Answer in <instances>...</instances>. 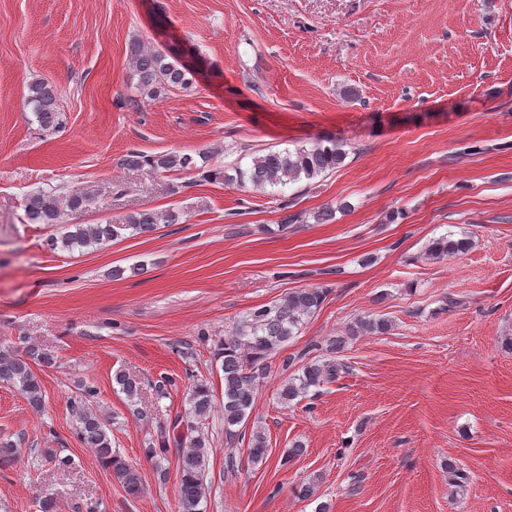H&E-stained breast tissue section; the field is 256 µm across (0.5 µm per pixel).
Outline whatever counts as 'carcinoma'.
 Listing matches in <instances>:
<instances>
[{"instance_id":"cac0c4a2","label":"carcinoma","mask_w":512,"mask_h":512,"mask_svg":"<svg viewBox=\"0 0 512 512\" xmlns=\"http://www.w3.org/2000/svg\"><path fill=\"white\" fill-rule=\"evenodd\" d=\"M130 57L134 73L138 77L137 90L154 99L171 89H186L193 84L195 69L186 60V53L179 49L161 51L140 41L130 45ZM28 103L33 105L38 123L45 129L59 125L57 98L52 87L35 80L29 84ZM347 157L342 143L336 139H321L309 148L294 151H270L252 157L250 164L234 168L230 175L224 169H208L209 156L204 151L193 154L167 152L146 154L129 152L121 165L131 170L147 169L155 174L206 173L212 181L227 185L263 191L268 187L285 186L301 179L312 180L340 167ZM94 197L89 192L61 194L40 190L26 199V218L31 224H61L64 232L50 235L45 240L48 251H73L97 244L107 243L123 237H134L154 231L159 224H181L184 212L166 210L156 212L142 210L125 216L113 224H67L65 217L82 214L93 205ZM466 248V243L446 236L434 241L429 249L431 256L441 259L455 255ZM324 301V292L318 288L296 290L288 293L279 302L249 312L236 335L224 341L217 353L224 374V430L229 438L235 437L233 427L251 412L260 378L265 375L267 354L281 347L298 335L305 320L313 316ZM356 333L377 335L391 328L390 321L381 317L364 316L357 320ZM52 364V359L30 349L25 355L12 350L0 351V381L18 387L28 405L40 411L44 404L39 380L31 364ZM302 374L289 377L279 390L282 403L288 404L335 378L339 365L331 362H309L302 366ZM114 380L130 403H135L141 390L138 378L123 371L114 374ZM95 389L89 385L80 387V392L71 401V411L76 421L80 441L94 448L101 463L112 470L128 492H140L141 484L137 471L118 452L112 450L111 429L108 421L88 407L87 399L94 396ZM189 416L198 423L209 418L213 409L210 388L204 381H196L189 390ZM179 472L180 512H199L205 496L204 476L208 460L206 437L199 432L184 442L182 436L174 437ZM267 453L266 438L255 433L250 439L249 459L259 463Z\"/></svg>"}]
</instances>
